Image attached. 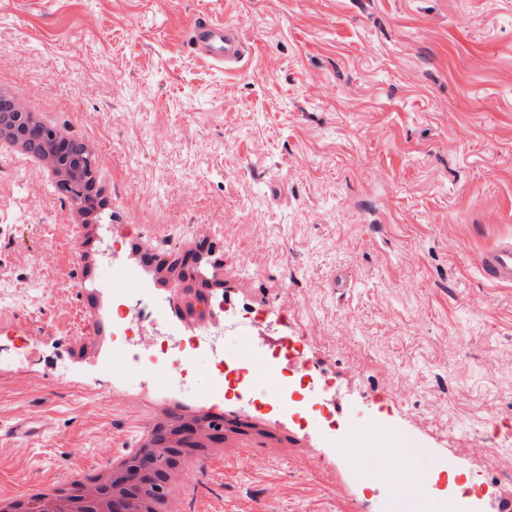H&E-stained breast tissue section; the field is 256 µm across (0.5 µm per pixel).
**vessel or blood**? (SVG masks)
<instances>
[{
    "instance_id": "obj_1",
    "label": "vessel or blood",
    "mask_w": 512,
    "mask_h": 512,
    "mask_svg": "<svg viewBox=\"0 0 512 512\" xmlns=\"http://www.w3.org/2000/svg\"><path fill=\"white\" fill-rule=\"evenodd\" d=\"M188 45L201 58L233 68L249 52V46L237 25L199 16L189 25ZM483 272L495 283L512 285V242H507L486 252L481 258Z\"/></svg>"
}]
</instances>
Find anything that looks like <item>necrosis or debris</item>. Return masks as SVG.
I'll list each match as a JSON object with an SVG mask.
<instances>
[{
  "label": "necrosis or debris",
  "mask_w": 512,
  "mask_h": 512,
  "mask_svg": "<svg viewBox=\"0 0 512 512\" xmlns=\"http://www.w3.org/2000/svg\"><path fill=\"white\" fill-rule=\"evenodd\" d=\"M114 230L104 231L97 243L98 269L105 275H119L121 286H107L106 316L112 323L109 345L94 359L82 362L86 371L105 370L116 389L145 392L159 399L175 398L190 406L223 405L233 398L244 412L274 410L278 420L302 421L315 414L327 427L336 421L326 400L308 401L302 385L289 380L287 389L271 397L252 377V363L246 357L229 356L224 349V330L230 319L247 328L256 323L253 308L233 303L223 293L209 298L215 311L214 323L185 326L168 316L165 296L159 294L150 278L112 239ZM206 369L209 387L199 389L192 380L199 369Z\"/></svg>",
  "instance_id": "4bbe7bcc"
}]
</instances>
